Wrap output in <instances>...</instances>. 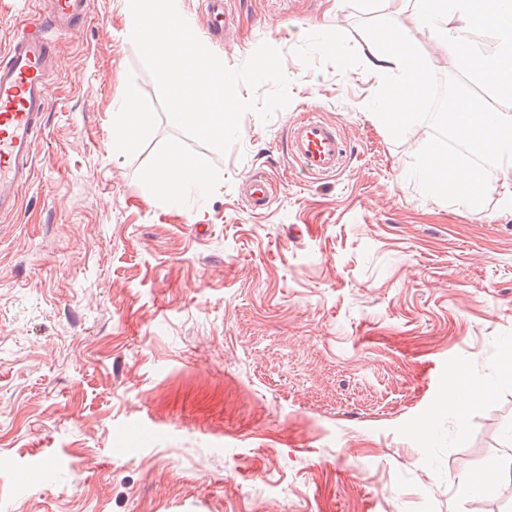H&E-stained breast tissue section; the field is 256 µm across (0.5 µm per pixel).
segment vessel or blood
Returning <instances> with one entry per match:
<instances>
[{"label": "vessel or blood", "instance_id": "obj_1", "mask_svg": "<svg viewBox=\"0 0 512 512\" xmlns=\"http://www.w3.org/2000/svg\"><path fill=\"white\" fill-rule=\"evenodd\" d=\"M209 32L219 37L230 17L227 0H203ZM89 12V0H53L49 10L33 11L0 54V218L13 214L19 190L28 181L34 146L50 104L56 77L55 35L77 34ZM288 150L310 175L333 176L340 170L345 142L334 124L315 117L295 123ZM274 188L265 174L245 184L243 196L251 211L267 209Z\"/></svg>", "mask_w": 512, "mask_h": 512}]
</instances>
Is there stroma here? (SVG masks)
<instances>
[{
    "label": "stroma",
    "mask_w": 512,
    "mask_h": 512,
    "mask_svg": "<svg viewBox=\"0 0 512 512\" xmlns=\"http://www.w3.org/2000/svg\"><path fill=\"white\" fill-rule=\"evenodd\" d=\"M179 7L227 67L279 49L291 102L245 113L221 154L168 124L126 0H90L60 40L33 179L0 219V512H493L456 489L493 470L512 498V208L409 179L431 124L397 141L367 107L385 0H230L221 40L201 0ZM128 81L156 123L117 158ZM311 115L347 145L334 176L288 153ZM174 145L215 175L203 220L145 183ZM459 376L489 389L460 416ZM273 195V185L263 173L254 174L243 188L245 202L253 212H261L267 209Z\"/></svg>",
    "instance_id": "1"
}]
</instances>
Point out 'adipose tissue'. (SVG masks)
Segmentation results:
<instances>
[{
  "instance_id": "ef3b65f1",
  "label": "adipose tissue",
  "mask_w": 512,
  "mask_h": 512,
  "mask_svg": "<svg viewBox=\"0 0 512 512\" xmlns=\"http://www.w3.org/2000/svg\"><path fill=\"white\" fill-rule=\"evenodd\" d=\"M372 44L367 68L386 86L385 92L372 101V110L384 117L413 115L429 90L428 66L416 50L414 33L387 18L375 28ZM113 110L116 121L111 146L113 154L119 156L153 127L155 115L141 107L140 90L132 82L122 86L113 101ZM146 180L151 193L180 209L191 194L207 195L214 175L200 162L173 148L149 166Z\"/></svg>"
}]
</instances>
